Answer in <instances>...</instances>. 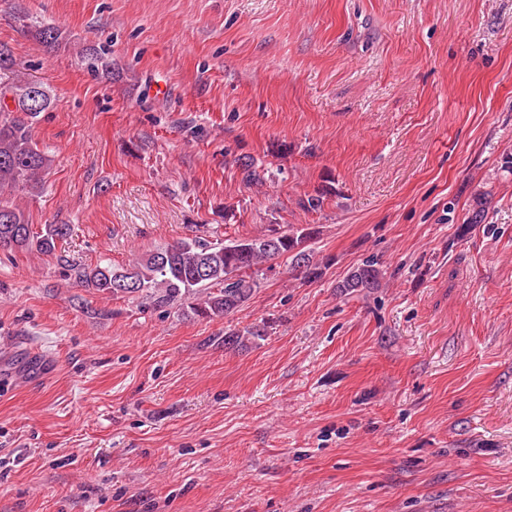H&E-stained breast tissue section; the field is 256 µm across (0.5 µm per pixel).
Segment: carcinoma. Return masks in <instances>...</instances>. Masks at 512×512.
<instances>
[{
	"label": "carcinoma",
	"instance_id": "carcinoma-1",
	"mask_svg": "<svg viewBox=\"0 0 512 512\" xmlns=\"http://www.w3.org/2000/svg\"><path fill=\"white\" fill-rule=\"evenodd\" d=\"M31 35L49 52L66 40L64 33L49 25L30 28ZM50 106L46 89L25 75L15 74L13 82L0 84V249L36 248L52 253L58 242L69 234L67 224H46L33 230L24 211L15 204V194L37 191L52 165L51 157L33 140L32 124ZM334 192L327 181L316 194L308 197L305 209L316 211L324 198ZM493 205V196L479 190L471 208L457 227V236L466 237L472 228L485 222ZM318 224L290 225L284 230L272 224L260 237L230 239L220 242L183 241L174 246L154 249L128 267L116 269L99 264L78 272L87 286L113 298H145L156 309L178 308L190 317L214 319L226 317L247 304L261 287L268 262L288 257L291 269L307 281L320 279L328 260L315 259L309 243L319 237ZM128 274L129 288H116L112 276ZM385 272L378 260L369 258L352 267L336 283L341 296H368L382 287ZM267 336V323L259 330L248 327L224 333V348L246 351Z\"/></svg>",
	"mask_w": 512,
	"mask_h": 512
}]
</instances>
